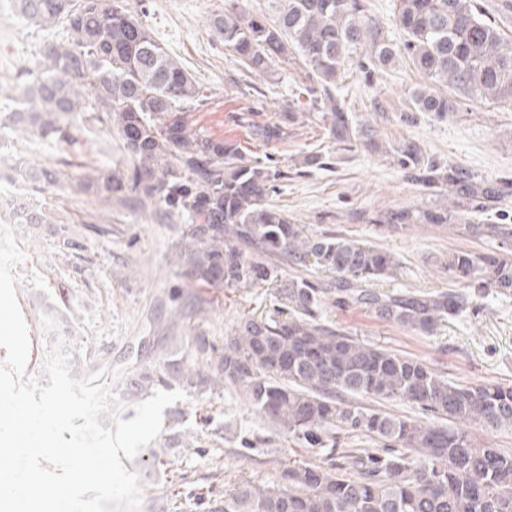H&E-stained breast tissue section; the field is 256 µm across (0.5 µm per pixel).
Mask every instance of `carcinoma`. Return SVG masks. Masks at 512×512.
Segmentation results:
<instances>
[{
  "label": "carcinoma",
  "instance_id": "cac0c4a2",
  "mask_svg": "<svg viewBox=\"0 0 512 512\" xmlns=\"http://www.w3.org/2000/svg\"><path fill=\"white\" fill-rule=\"evenodd\" d=\"M272 18L249 11L243 0H224L210 29L249 73L269 75L277 61H299L308 110L329 142L361 147L392 159L403 179L450 204L423 210L397 208L366 218L402 230L412 224L446 226L456 235L485 238L497 246L456 250L444 269L461 290L383 292L367 284L391 275V253L342 235L303 232L267 202L281 170L248 155L239 145L196 131L185 112L200 100L193 77L151 36L128 0H13L29 26H62L63 42H47L34 68L18 74L17 107L6 115L41 138L84 151L83 129L96 121L116 134L133 160L130 171L95 176L109 194L130 190L143 202L185 218L175 264L197 285L277 288L282 307L266 316L242 315L217 347L196 336L194 353L136 371L116 388L122 398L183 385L202 394L214 386L239 392L254 412L284 439L319 457L282 463L267 486L241 481L213 501L208 512H512V451L480 443L468 429L512 430V386L457 384L422 360L372 347L325 322L319 311L363 305L380 319L428 335L462 315L470 297L512 291V229L501 205L512 198L511 177H482L428 156L419 143H385L374 124L353 120L338 95L350 54H359L365 80L396 57L406 56L428 81L414 91L415 111L448 118L465 99L512 104V42L477 0H395L396 43L369 17L366 0H268ZM241 114L253 139L288 140L289 113L273 122ZM12 180L38 193L56 175L22 158ZM485 215L474 224L471 214ZM15 224H46L28 200L12 211ZM320 269L330 282L303 275L281 285L283 267ZM84 375L104 364L65 313L47 304ZM375 406L368 405V402ZM403 402L438 422H423L376 407ZM358 441L338 447L339 435ZM373 448H368V445Z\"/></svg>",
  "mask_w": 512,
  "mask_h": 512
}]
</instances>
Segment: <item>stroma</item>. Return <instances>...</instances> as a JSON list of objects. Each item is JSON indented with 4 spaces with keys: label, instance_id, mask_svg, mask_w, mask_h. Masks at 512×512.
Here are the masks:
<instances>
[{
    "label": "stroma",
    "instance_id": "35a3bbf8",
    "mask_svg": "<svg viewBox=\"0 0 512 512\" xmlns=\"http://www.w3.org/2000/svg\"><path fill=\"white\" fill-rule=\"evenodd\" d=\"M152 37L177 59L197 82L202 106L188 112V122L217 140L238 143L251 156L270 158L286 171L271 200L285 210L306 234L333 232L371 242L397 261L392 277L378 288L451 291L456 284L441 260L457 249H481L476 238H461L448 228L415 224L390 230L369 223V216L398 207L422 208L432 197L406 183L391 158L362 149L344 150L329 144L311 112L296 103L305 81L298 66L279 62L272 77L241 73L230 51L214 41L207 26L224 0H129ZM62 27L38 29L14 19L11 36L0 41V116L15 105L13 88L21 68L35 66L38 50L61 40ZM423 83L409 60L401 58L365 82L357 59L346 65L341 94L350 112L372 119L383 141H419L438 161L469 167L485 177L512 176V106L463 102L457 115L444 120L419 116L415 124L399 122L412 105V94ZM265 95L261 118L271 122L293 109L287 142L253 140L239 115L250 106L251 90ZM86 151L72 154L65 143L0 124V170L21 157L35 167L55 172L57 182L33 198L48 221L33 228L15 227L25 252L17 301L28 325L27 370L38 373L49 347L33 298L65 311L77 333L93 352L115 366L151 369L168 353H190L194 337L206 336L222 345L242 314L261 316L279 305L271 288L229 291L188 283L174 261L175 246L187 226L178 216L140 206L125 194L105 198L82 188L88 168L131 169L132 162L115 135L89 127ZM324 148L329 165L307 170L298 164L304 152ZM461 318L448 320L431 335L409 332L375 317L366 308L325 306L323 320L350 332L361 343L424 360L458 383L493 381L512 385V293H490L469 301ZM183 414L174 433L187 442L174 449L166 473L149 468L141 458L125 461L142 484L140 512H204L203 501L223 496L239 480L268 484L282 462L306 458L305 449L268 434L243 397L235 391L187 392L175 402ZM267 435L258 448H241L242 436Z\"/></svg>",
    "mask_w": 512,
    "mask_h": 512
}]
</instances>
